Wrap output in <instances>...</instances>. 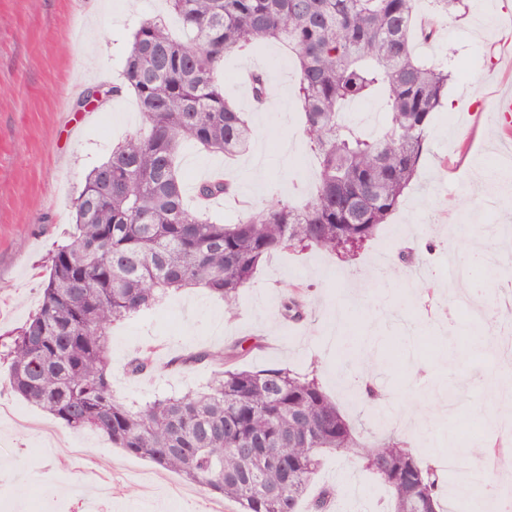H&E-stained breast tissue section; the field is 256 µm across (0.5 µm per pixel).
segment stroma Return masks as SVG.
<instances>
[{
	"mask_svg": "<svg viewBox=\"0 0 512 512\" xmlns=\"http://www.w3.org/2000/svg\"><path fill=\"white\" fill-rule=\"evenodd\" d=\"M512 0H470L460 21L435 16L436 39L420 44L426 55L448 57L458 72L448 82L447 104L435 114L428 149L399 208L374 240L340 258L317 251H288L263 263L240 295L235 316L203 287L170 293L150 315L112 328L110 370L114 395L140 401L156 393L204 386L208 368L188 372L176 360L191 351L244 340L252 351L242 366L316 371L324 390L361 436L370 411L349 396L336 375L339 362L358 357V372L385 396L392 425L419 457L443 465L449 438L495 446L512 460V437L478 426L500 408L489 374L512 370L506 341L486 359L465 357L466 339L439 354L449 323L463 321L453 301L461 283L448 274L449 244L463 249L487 243V230L512 224V174L497 157L512 146V125L484 103L512 94V31L503 21ZM163 0H0V331L20 326L37 306L48 275L47 256L74 222L73 202L87 173L109 150L144 124L131 94L82 110L74 102L85 85L115 83L137 23L163 12ZM273 77L271 98L250 103L241 80L247 68ZM224 93L247 112L256 137L250 153L227 160L197 146L177 157L184 185L217 168L229 171L235 200L223 210L237 216L253 204L277 200L289 178L308 192L311 176L299 166L309 156L295 95L294 67L286 50L235 51L224 58ZM494 194L473 195L483 173ZM419 256L424 272L403 274L399 285L375 280L380 254ZM303 283L305 318L279 313L293 283ZM512 294V260L501 259L477 299L483 334L496 330ZM381 337L377 353L359 339ZM155 351L152 373L131 377L127 361ZM461 401L449 404L448 390ZM362 492V512H382L389 494L355 456H323L316 485L339 473ZM238 512L234 502L191 484L111 443L79 435L10 389L0 363V512Z\"/></svg>",
	"mask_w": 512,
	"mask_h": 512,
	"instance_id": "35a3bbf8",
	"label": "stroma"
}]
</instances>
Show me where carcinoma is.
<instances>
[{"label": "carcinoma", "instance_id": "obj_1", "mask_svg": "<svg viewBox=\"0 0 512 512\" xmlns=\"http://www.w3.org/2000/svg\"><path fill=\"white\" fill-rule=\"evenodd\" d=\"M423 1L455 21L465 7L463 0H164L184 40L161 15L140 21L120 83L105 96L132 92L147 130L113 146L85 177L72 231L48 258L40 302L21 326L0 334L12 391L73 431L234 501L240 512H297L325 453L354 454L388 487V512H438L451 482L445 470L424 465L391 436L359 443L316 376L238 367L248 353L240 342L177 360L185 369L213 368L201 390L134 408L112 394L109 380L114 323L193 286L209 289L232 315L241 289L273 255L349 256L387 223L448 94L447 59L416 52V42L437 33L418 24ZM256 40L294 54L316 185L303 204L279 198L227 222L203 203L186 204L177 156L186 143L229 159L250 150L255 130L228 105L218 72L226 54ZM250 87L254 102H267V73L254 72ZM371 102L387 117L375 134L349 117L351 107ZM195 193L231 199L236 185L216 171ZM405 261L398 254L377 278L400 277ZM302 288L293 285L282 304L287 321L303 317ZM153 365L148 348L126 371L140 375ZM340 493L321 487L310 512H332Z\"/></svg>", "mask_w": 512, "mask_h": 512}]
</instances>
